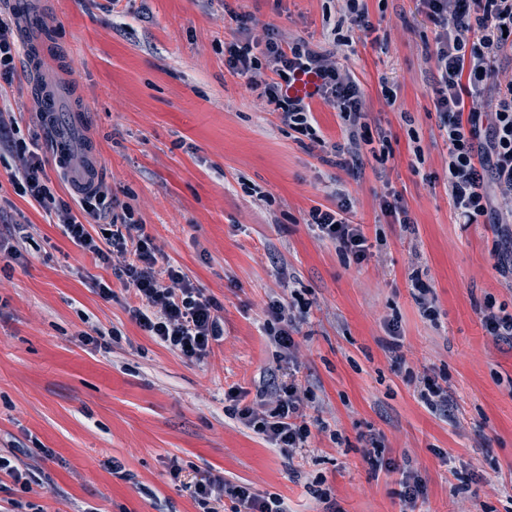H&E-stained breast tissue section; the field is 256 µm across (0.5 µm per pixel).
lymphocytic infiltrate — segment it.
Listing matches in <instances>:
<instances>
[{"label": "lymphocytic infiltrate", "mask_w": 512, "mask_h": 512, "mask_svg": "<svg viewBox=\"0 0 512 512\" xmlns=\"http://www.w3.org/2000/svg\"><path fill=\"white\" fill-rule=\"evenodd\" d=\"M328 49H314L303 39H288L267 26L262 38H252L248 16H237L241 36L224 46L225 67L242 78L276 112L281 124L324 146L311 96L296 92L302 79L314 83V94L336 109L344 125L343 143L334 145L337 166L359 165L362 145L371 144L364 121L362 91L338 62L349 45L351 31H372L364 0H343ZM425 16L436 28L432 53L437 71L435 108L449 143L448 195L460 223L479 218H498L512 213V75L497 63L512 48V0H421ZM16 119L0 118V143L11 144L21 165L11 174L18 195L30 198L81 251L111 266L133 296L127 311L142 331L167 349L190 360L207 357L224 337L217 304L196 288L189 277L169 263L164 253L144 232L130 207L113 214L105 233L93 236L86 223L101 219L104 194L99 186H81L69 202L55 195L41 157L19 140ZM352 204L339 198L336 204L312 207L307 224L334 242L339 252L355 264L370 255L359 225L350 222ZM301 304L277 303L266 334L279 350L278 358L292 360L295 342L290 326L301 318ZM245 391L225 392L227 411L256 434L278 448L303 447L310 429L305 408L306 390L295 379L273 388L257 390L252 403ZM201 507L230 499L232 512H288L283 499L261 496L247 486L230 485L216 475L197 476L189 483Z\"/></svg>", "instance_id": "obj_1"}]
</instances>
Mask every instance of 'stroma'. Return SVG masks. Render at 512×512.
Listing matches in <instances>:
<instances>
[{
    "label": "stroma",
    "mask_w": 512,
    "mask_h": 512,
    "mask_svg": "<svg viewBox=\"0 0 512 512\" xmlns=\"http://www.w3.org/2000/svg\"><path fill=\"white\" fill-rule=\"evenodd\" d=\"M26 2L0 0L22 48L0 109L20 138L37 137L57 195L73 192L58 146L91 163L108 196L132 206L170 263L219 304L224 339L190 361L147 336L111 266L16 194L20 161L1 151L0 236L17 235L21 219L32 228L21 257L0 255V450L29 480L25 492L0 489V512L16 500L43 512H203L186 484L206 472L290 512L331 501L340 512H406L410 471L424 486L416 512H512V343L482 322L489 301L512 314V274L498 268L497 228L458 223L448 196L435 32L419 0H365L375 30L338 58L361 86L371 131L389 142L385 157L353 169L322 161L224 66L239 35L232 13L252 17L254 35L269 24L325 49L341 0ZM335 190L368 239L363 264L305 222ZM383 196L414 230L382 212ZM418 281L436 318L422 312ZM294 294L310 304L292 336L313 428L287 453L231 418L224 393L281 380L264 325L271 303ZM90 321L102 331L94 346L79 338ZM426 377L447 389V410L419 401ZM375 442L377 462L366 453Z\"/></svg>",
    "instance_id": "35a3bbf8"
}]
</instances>
